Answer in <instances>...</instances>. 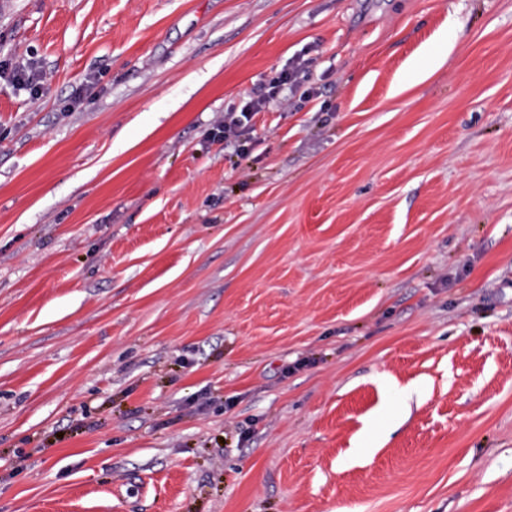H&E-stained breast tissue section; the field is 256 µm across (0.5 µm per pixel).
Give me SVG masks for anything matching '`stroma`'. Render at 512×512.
<instances>
[{
    "instance_id": "obj_1",
    "label": "stroma",
    "mask_w": 512,
    "mask_h": 512,
    "mask_svg": "<svg viewBox=\"0 0 512 512\" xmlns=\"http://www.w3.org/2000/svg\"><path fill=\"white\" fill-rule=\"evenodd\" d=\"M22 61L0 512H512V0H0ZM308 60L298 57L292 61L288 71L284 72L277 81L270 83L266 91L257 98H251L245 102L240 110L234 109L224 113V118L216 123V129L224 133V143L237 144L239 146L241 137L249 130V122L256 112H260L266 103L276 98L288 85L289 92L294 95L302 87L308 71ZM2 79L17 86H25L31 94H38L46 82L45 74L28 63L16 64L10 70H0V80Z\"/></svg>"
}]
</instances>
